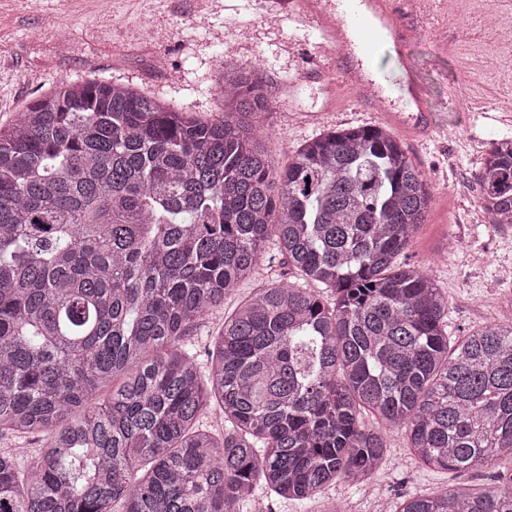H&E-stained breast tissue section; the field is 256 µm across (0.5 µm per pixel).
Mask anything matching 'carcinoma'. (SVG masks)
<instances>
[{
    "label": "carcinoma",
    "instance_id": "obj_1",
    "mask_svg": "<svg viewBox=\"0 0 512 512\" xmlns=\"http://www.w3.org/2000/svg\"><path fill=\"white\" fill-rule=\"evenodd\" d=\"M221 68L212 119L90 78L0 128V436L47 440L26 468L0 450V512L305 505L383 469L365 415L405 429L427 468L512 456V323L449 346L448 300L399 261L431 202L403 147L384 126L333 129L278 169L261 142L273 90ZM476 179L490 223L512 224L511 138ZM270 240L288 279L224 317L201 367L186 336ZM393 512H512V473Z\"/></svg>",
    "mask_w": 512,
    "mask_h": 512
}]
</instances>
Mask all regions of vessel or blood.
<instances>
[{
  "mask_svg": "<svg viewBox=\"0 0 512 512\" xmlns=\"http://www.w3.org/2000/svg\"><path fill=\"white\" fill-rule=\"evenodd\" d=\"M413 0H300L297 20L317 29L336 67L320 70L321 79L345 87L366 111L378 113L389 127L421 141L437 130L413 75L405 77V93L392 101L385 93V76L368 77L361 68L347 65V58L372 57L379 41L392 39L406 46L423 34Z\"/></svg>",
  "mask_w": 512,
  "mask_h": 512,
  "instance_id": "b4317fda",
  "label": "vessel or blood"
}]
</instances>
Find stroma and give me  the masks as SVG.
<instances>
[{
  "mask_svg": "<svg viewBox=\"0 0 512 512\" xmlns=\"http://www.w3.org/2000/svg\"><path fill=\"white\" fill-rule=\"evenodd\" d=\"M271 0H0V127L31 100L62 80L99 78L133 84L173 106L209 119L222 105L215 92L218 57L255 68L278 93L268 120L275 164L307 140L338 128L378 124L351 98L312 79L317 64H330L320 40L295 20H262ZM491 0H436L424 36L406 52L440 129L433 140L402 146L425 175L432 202L415 230L404 261L426 265L448 300V336L455 339L488 323L512 321V226L490 223L480 209L475 175L492 139L511 136L490 108L512 75L500 52L512 45V29L480 41L473 31L491 11ZM471 96L470 108L457 104ZM267 260L192 330L188 341L199 362L224 317L257 289L287 277L276 244ZM390 464L372 480H341L305 510L276 497H258L249 512H326L342 501L347 512H389L405 495H427L458 485L481 489L512 459L466 471L431 470L411 455L406 434H388Z\"/></svg>",
  "mask_w": 512,
  "mask_h": 512,
  "instance_id": "35a3bbf8",
  "label": "stroma"
}]
</instances>
